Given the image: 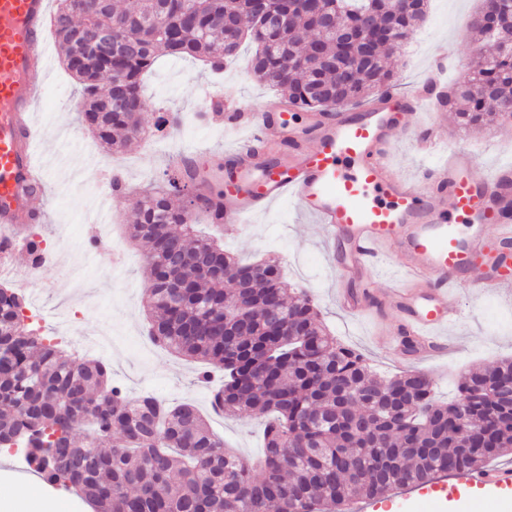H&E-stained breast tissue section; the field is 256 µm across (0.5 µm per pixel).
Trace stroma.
I'll return each mask as SVG.
<instances>
[{
	"label": "stroma",
	"mask_w": 512,
	"mask_h": 512,
	"mask_svg": "<svg viewBox=\"0 0 512 512\" xmlns=\"http://www.w3.org/2000/svg\"><path fill=\"white\" fill-rule=\"evenodd\" d=\"M480 0H430L426 17L413 27L393 60L397 85L408 89L422 85L432 53L447 43L453 61L448 82L466 71L472 49L468 28ZM251 45H243L241 59L213 75L204 62L186 57L163 56L143 78L147 110L144 125H152L159 109L173 108L184 116L181 129L164 139L138 140L131 150L112 152L100 147L78 121L77 81L64 69L56 42H49L47 72L41 74L43 100L35 123L44 131L36 152L45 167L54 196L49 201L46 225H32V232H45L48 253L35 279L26 289L28 322L40 333L67 346L77 358H99L112 370V381L127 394L150 393L170 402L190 400L208 411L212 429L244 457L255 460L263 453L265 420L258 414L221 416L210 413V391L222 381L213 373L207 385L191 380L197 363L176 356L149 338V320L143 298L149 283L143 270L144 246L127 238V224L143 193L163 178L169 156L183 154L206 167L225 157L232 137L216 117L207 123L195 120L205 110L203 91L224 85L234 88L252 111L266 109L277 92L260 84L250 73L246 58ZM448 109L436 117L442 148L462 145L477 158L483 172L512 165V126L463 130L449 121ZM412 129L394 134L391 160L397 170L415 177L440 162L441 150L426 152L416 147ZM124 173L127 191L114 195L106 178L109 170ZM106 229L125 255L120 268L101 269L90 238ZM224 246L244 261L273 257L284 269L289 287L305 289L319 305L329 331L346 346L360 352L372 370L383 377L418 370L431 380L441 401L457 396L459 376L469 369L492 367L512 357V294L494 298L472 296L467 283L457 294L464 305L463 318L451 334L457 346L448 355L416 364L400 356L391 342L399 330L398 318L384 305L391 283L368 274L362 282L379 305L373 316L356 317L336 302V275L325 260L321 228L313 219L300 216L290 202H281L266 212L246 217L242 231L224 236ZM80 318H73V311Z\"/></svg>",
	"instance_id": "1"
}]
</instances>
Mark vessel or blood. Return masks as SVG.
Segmentation results:
<instances>
[{"label": "vessel or blood", "instance_id": "1", "mask_svg": "<svg viewBox=\"0 0 512 512\" xmlns=\"http://www.w3.org/2000/svg\"><path fill=\"white\" fill-rule=\"evenodd\" d=\"M50 17V0H0V226L16 237L23 220L46 216L49 184L34 160L41 132L32 114ZM441 73L434 68L411 93L380 91L355 110L306 112L279 98L267 111L251 112L234 92L218 95L225 129L247 130L236 140L224 188L225 224L237 227L290 200L322 228L342 283L336 297L356 315L374 303L351 283L398 266L403 276L387 302L422 354L452 350L448 330L462 315L454 292L461 279L478 295L512 291V167L479 172L463 147L416 178L390 161L404 118L437 107ZM452 487L493 504L512 497V468L461 474Z\"/></svg>", "mask_w": 512, "mask_h": 512}]
</instances>
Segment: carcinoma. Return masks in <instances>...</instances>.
<instances>
[{"label": "carcinoma", "instance_id": "obj_1", "mask_svg": "<svg viewBox=\"0 0 512 512\" xmlns=\"http://www.w3.org/2000/svg\"><path fill=\"white\" fill-rule=\"evenodd\" d=\"M169 2L57 0L51 32L79 83L81 121L108 149L139 134L141 77L160 53L221 71L249 39L250 72L301 110L358 104L394 85L386 43L345 44L336 30L370 7L405 38L427 5L397 17L391 0H312L311 11L302 0H269L294 19L268 33L255 26L251 0H179L178 14ZM229 14L243 21L231 44ZM104 26L114 34L110 56L89 50ZM344 53L353 68L338 85L333 66ZM454 97L463 128L512 122L500 111L512 99V54L472 51ZM180 123L178 110L165 109L154 129L167 135ZM163 176L128 224L129 239L150 245V336L201 362L200 378L224 374L215 412L270 416L264 457L250 462L225 449L193 404L132 397L102 361L72 360L25 323V296L0 283V440L26 449L45 483L75 490L92 512H347L355 498L383 500L512 454V398L497 396L512 380V358L461 375L448 404L422 372L378 376L329 333L312 298L288 294L277 261L243 262L186 223L199 196L195 169L172 164ZM223 210L218 184L203 195V211Z\"/></svg>", "mask_w": 512, "mask_h": 512}]
</instances>
